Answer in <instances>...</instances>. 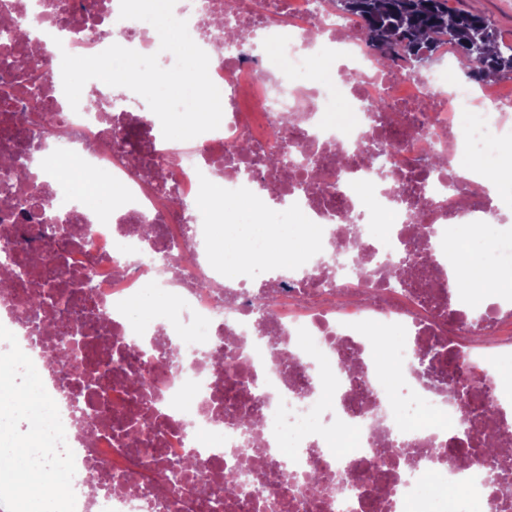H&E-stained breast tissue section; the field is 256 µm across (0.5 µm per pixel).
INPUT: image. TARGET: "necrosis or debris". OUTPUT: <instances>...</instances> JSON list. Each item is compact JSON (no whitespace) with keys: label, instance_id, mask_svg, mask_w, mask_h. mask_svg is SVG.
Masks as SVG:
<instances>
[{"label":"necrosis or debris","instance_id":"obj_1","mask_svg":"<svg viewBox=\"0 0 512 512\" xmlns=\"http://www.w3.org/2000/svg\"><path fill=\"white\" fill-rule=\"evenodd\" d=\"M0 0V17L37 28L62 50L44 51L39 93L55 119L22 140L37 114L0 105V157L26 166L24 188L56 218L59 241L15 224L0 204V268L31 269L0 297V366L48 408L37 425L45 469L69 479L53 512H210L209 487L158 492L155 470L190 458L214 482L232 473L238 492L222 512H434L448 489L478 512H512V460L487 478L484 439L453 455L462 404L488 402L491 429L512 436V289L471 326L467 275L451 252L463 217L501 222L488 175L470 156L512 144V85L440 88L430 72L379 63L360 52L357 25L334 0H176L209 75L224 91L218 129L165 139L158 118L140 121L129 89L71 108L61 55L91 56L112 44L175 63L119 0ZM120 27L109 30L108 24ZM273 39L269 59L256 35ZM339 67L323 80L317 53ZM344 103L352 121L333 119ZM486 112L465 124L476 103ZM393 137L384 169L372 150ZM64 151L76 169L106 182L111 207L70 198L49 162ZM290 155L288 170L272 167ZM287 197L301 226L280 244L290 259L276 287H254L250 260L227 272L215 252L228 204ZM212 203L201 211L202 197ZM430 224L431 235H412ZM40 289L39 306L31 293ZM171 300L145 318V292ZM454 354L464 387L429 388L415 375L421 351ZM80 365L66 374V361ZM152 377L148 391L133 375ZM429 410V424H403ZM346 475L357 496L312 497L315 475Z\"/></svg>","mask_w":512,"mask_h":512}]
</instances>
